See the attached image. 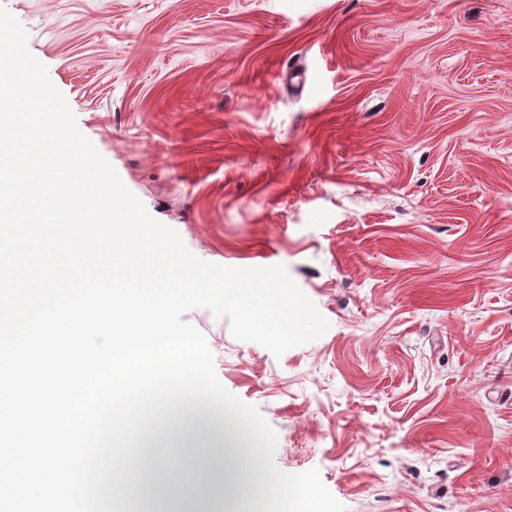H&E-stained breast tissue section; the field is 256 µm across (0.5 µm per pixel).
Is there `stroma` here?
Segmentation results:
<instances>
[{
	"mask_svg": "<svg viewBox=\"0 0 512 512\" xmlns=\"http://www.w3.org/2000/svg\"><path fill=\"white\" fill-rule=\"evenodd\" d=\"M0 5L156 220L328 320L277 357L186 315L280 470L346 512H512V0ZM201 411L212 507L259 512V449Z\"/></svg>",
	"mask_w": 512,
	"mask_h": 512,
	"instance_id": "1",
	"label": "stroma"
}]
</instances>
